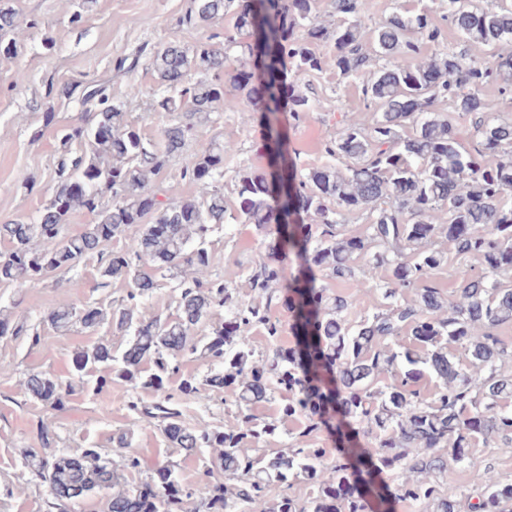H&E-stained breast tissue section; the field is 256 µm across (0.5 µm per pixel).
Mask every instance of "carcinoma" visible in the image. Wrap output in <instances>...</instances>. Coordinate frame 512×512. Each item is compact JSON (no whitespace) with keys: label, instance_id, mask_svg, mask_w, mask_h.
Returning a JSON list of instances; mask_svg holds the SVG:
<instances>
[{"label":"carcinoma","instance_id":"obj_1","mask_svg":"<svg viewBox=\"0 0 512 512\" xmlns=\"http://www.w3.org/2000/svg\"><path fill=\"white\" fill-rule=\"evenodd\" d=\"M232 3L234 28L250 40L229 35L219 46L208 36L191 57L175 43L154 51L161 85L177 91L157 101L159 110L173 115L158 140L128 123L104 86L67 87V94L78 95L86 119L59 130L64 153L54 192L32 223L0 224V285L40 282L94 256L97 287L131 280L122 303L88 307L81 319L75 309L60 307L48 322L65 332L76 323L94 328L110 321L127 337L125 347L116 352L100 342L80 351L78 379L104 369L98 392L117 379L158 393L145 413L159 419L172 447L189 455L216 450L219 474L208 470L188 485L169 463L123 486V472L139 470L138 457L122 454L115 463L98 448L57 451L44 424L37 432L40 450L25 451L22 464L47 487V512H74L107 490V512H186L191 501L203 512H255L272 483L286 485L291 478L309 484V497L301 502L284 493L272 512H393L396 500L423 512H461L457 501L440 494L438 475L448 462L467 457L475 436L512 444V411L502 405L512 394V379L500 372L507 349L495 333L512 321V285L495 279L512 269V204L504 202L512 191V119L482 111L478 97L494 81L499 94L512 99V54L499 52L502 43L512 42V8L447 0L443 18L485 46L486 56L450 50L414 65L410 59L438 43L440 29L427 14L410 10L371 28L367 0H331L337 18L332 31L317 23L318 0H192L182 23L200 27ZM329 39L336 54L327 59L315 45ZM375 55L388 62L362 87L376 111L372 123L352 115L324 146L329 156L354 163L301 172L287 129L305 121L311 106L307 97L288 91L290 78L327 65L344 78L355 77ZM192 68L214 75L192 82ZM442 101L474 115L475 152L461 146L448 116L433 110ZM244 102L259 112L267 166L239 169L234 208L224 204L222 184L231 142L200 145L181 170L180 179L195 184L197 196L159 199L152 177L184 149L198 123L219 107L236 112ZM489 154L496 162L485 161ZM77 210L93 214L95 222L69 236L65 222ZM354 211L367 213L363 236L340 232ZM219 224H251L266 243V257L248 270L250 304L210 274L207 239ZM131 226L139 227L138 235L125 243ZM439 237L481 264V272L448 297L431 280L445 261L433 248ZM180 265L191 273L180 284L176 313H148L143 299L156 287L153 273ZM379 267L388 272L379 285L386 309L352 325L346 316L351 302L318 283V274L364 288L366 273ZM279 304L290 317L288 346L279 344V321L271 316ZM220 306L224 322L210 336L195 338L196 327ZM253 327L262 328L272 346L261 361L251 347ZM8 332L40 343L27 324L4 316L0 335ZM404 335L414 344H398ZM450 342L460 344L483 373L479 382L448 355ZM186 355L222 365L205 385L231 398L232 420L223 426L191 427L184 420L181 402L198 392L199 383L187 377L173 387L170 380ZM147 362L153 368L145 375ZM385 372L391 381L380 387ZM425 376L438 382L429 402L419 387ZM25 388L53 410L75 391L70 382L38 373L29 375ZM274 389L283 393V417L305 421L302 435L324 428L336 437V464L323 466L326 448L253 453L251 446L277 429L253 413ZM509 501L512 484L489 472L472 509L502 512Z\"/></svg>","mask_w":512,"mask_h":512}]
</instances>
